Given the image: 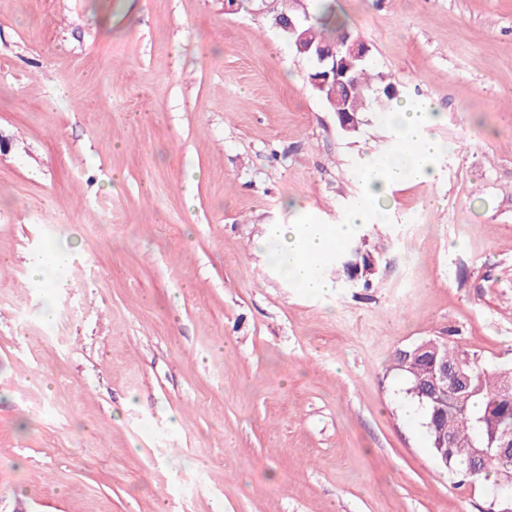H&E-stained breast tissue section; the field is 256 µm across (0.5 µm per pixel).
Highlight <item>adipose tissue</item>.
Segmentation results:
<instances>
[{
	"instance_id": "ef3b65f1",
	"label": "adipose tissue",
	"mask_w": 512,
	"mask_h": 512,
	"mask_svg": "<svg viewBox=\"0 0 512 512\" xmlns=\"http://www.w3.org/2000/svg\"><path fill=\"white\" fill-rule=\"evenodd\" d=\"M384 119L401 136L400 149L369 161L363 169L365 191L361 201L348 212L341 224H271L259 241L261 249L276 247L287 256L288 280L309 295L329 293L332 282L321 272L325 259L364 224L383 223L388 214L387 201L392 187L431 181L434 161L451 152L450 143L432 137L428 129L438 119L429 103H394Z\"/></svg>"
}]
</instances>
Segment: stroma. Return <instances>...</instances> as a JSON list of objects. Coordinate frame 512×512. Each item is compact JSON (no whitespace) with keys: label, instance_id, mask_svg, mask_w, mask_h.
I'll list each match as a JSON object with an SVG mask.
<instances>
[{"label":"stroma","instance_id":"35a3bbf8","mask_svg":"<svg viewBox=\"0 0 512 512\" xmlns=\"http://www.w3.org/2000/svg\"><path fill=\"white\" fill-rule=\"evenodd\" d=\"M224 4L0 0V512H487L392 364L512 366V0H335L455 149L325 297L255 243L342 223L399 136L342 131L275 11Z\"/></svg>","mask_w":512,"mask_h":512}]
</instances>
